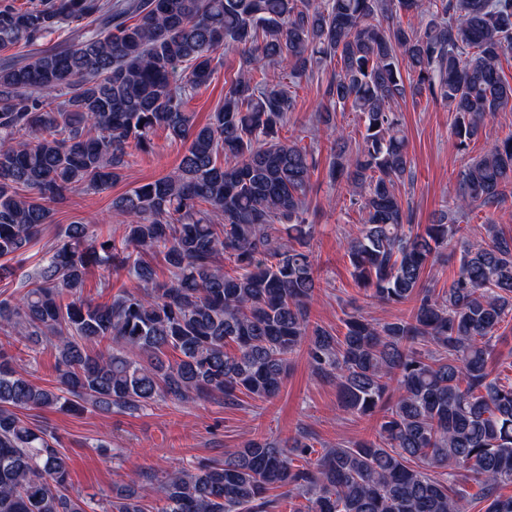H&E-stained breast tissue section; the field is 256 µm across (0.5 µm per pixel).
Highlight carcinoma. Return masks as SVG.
<instances>
[{
	"mask_svg": "<svg viewBox=\"0 0 512 512\" xmlns=\"http://www.w3.org/2000/svg\"><path fill=\"white\" fill-rule=\"evenodd\" d=\"M65 24L78 32L68 47L0 65V258L42 235L50 204L121 179L156 130L186 148L172 171L112 201L120 238L72 222L20 299H0V512H97L72 490L54 432L18 411L267 401L303 345L343 411L381 413L375 438L315 459L304 431L253 438L191 471L148 476L150 491L128 485L103 512H462L477 500L512 512L501 494L512 485V383L491 367L512 316V235L487 222L481 240L461 241L448 288L431 287L459 218L512 197V133L459 172L448 205L416 230L397 193L410 160L392 111L407 97L441 102L464 149L488 116L512 109L500 73L512 0L0 3V48ZM226 47L242 53L240 70L199 128L186 102ZM333 61L316 122L331 131L329 182L362 213L345 241L352 275L380 303L412 304L393 321L348 314L341 336L309 317L318 160L282 135L301 81ZM269 64L288 82L268 80ZM338 107L360 115L361 142L333 122ZM91 265L136 286L87 300ZM14 335L51 349L55 389L16 368Z\"/></svg>",
	"mask_w": 512,
	"mask_h": 512,
	"instance_id": "1",
	"label": "carcinoma"
}]
</instances>
